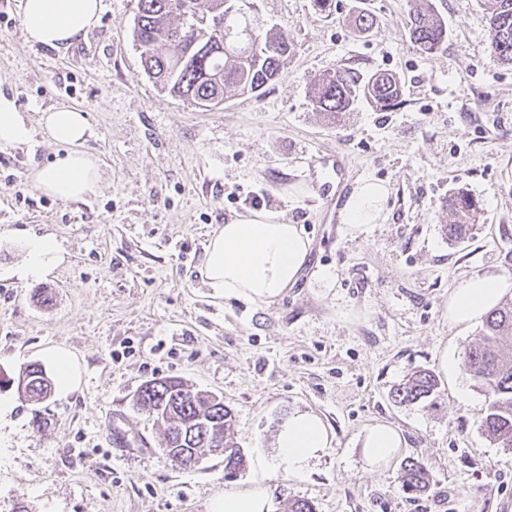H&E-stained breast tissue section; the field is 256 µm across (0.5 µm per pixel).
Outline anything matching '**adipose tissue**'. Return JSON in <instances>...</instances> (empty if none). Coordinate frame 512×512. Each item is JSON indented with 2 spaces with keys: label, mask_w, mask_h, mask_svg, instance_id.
Instances as JSON below:
<instances>
[{
  "label": "adipose tissue",
  "mask_w": 512,
  "mask_h": 512,
  "mask_svg": "<svg viewBox=\"0 0 512 512\" xmlns=\"http://www.w3.org/2000/svg\"><path fill=\"white\" fill-rule=\"evenodd\" d=\"M101 0H24L22 24L26 40L51 48L71 45L98 25ZM42 131L64 152L34 175L37 187L63 201L83 198L98 184V160L83 144L88 123L82 110L53 108L39 119ZM388 195L384 184L359 182L343 208L344 221L355 230L377 223ZM311 249L301 225L284 222L270 212H251L215 230L208 241L200 275L227 297H246L255 304L275 301L295 283ZM65 256L51 236L30 238L24 263L14 271L21 280L37 279ZM512 282L498 275L461 281L448 296L449 321L472 323L497 305ZM326 423L310 411L292 414L276 436L274 461L259 460L251 476L252 489L228 491L214 501L211 512H273L264 483L272 465L286 466L289 474H305L311 463L330 448ZM402 446L394 427L378 423L363 434L360 454L371 467L387 465Z\"/></svg>",
  "instance_id": "1"
}]
</instances>
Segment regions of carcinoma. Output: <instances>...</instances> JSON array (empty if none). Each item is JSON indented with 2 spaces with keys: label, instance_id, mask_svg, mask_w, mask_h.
<instances>
[{
  "label": "carcinoma",
  "instance_id": "1",
  "mask_svg": "<svg viewBox=\"0 0 512 512\" xmlns=\"http://www.w3.org/2000/svg\"><path fill=\"white\" fill-rule=\"evenodd\" d=\"M226 0H139L133 38L141 50L145 74L161 89L201 107L224 102L227 90L254 93L280 78L290 46L273 30L262 31L248 13H228ZM488 18V56L512 64V0H483ZM409 36L428 55L444 50L448 29L431 0H411ZM313 110L338 122L360 99L387 110L400 98V82L388 72L364 79L346 68L310 83ZM479 202L459 191L449 200L455 221L445 226L446 235L462 241L471 235ZM471 377L485 389L483 430L504 448H512V301L492 308L482 329L464 352ZM24 395L41 400L52 383L43 368L28 366L18 376ZM438 380L429 371L413 373L394 397L414 403L429 397ZM224 399L196 391L181 380L154 379L137 390L135 406L167 425L163 452L171 456L185 448H202L203 435H224V471L245 466L242 450L233 441L235 417L222 405ZM422 463L410 460L404 467L402 490L417 494L428 487Z\"/></svg>",
  "mask_w": 512,
  "mask_h": 512
}]
</instances>
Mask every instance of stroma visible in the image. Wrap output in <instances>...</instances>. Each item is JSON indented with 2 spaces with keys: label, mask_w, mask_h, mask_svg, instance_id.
Wrapping results in <instances>:
<instances>
[{
  "label": "stroma",
  "mask_w": 512,
  "mask_h": 512,
  "mask_svg": "<svg viewBox=\"0 0 512 512\" xmlns=\"http://www.w3.org/2000/svg\"><path fill=\"white\" fill-rule=\"evenodd\" d=\"M291 52L277 81L226 94L205 110L161 91L133 38L138 0H102L98 25L66 49L30 44L21 0H0V93L27 114L30 141L0 146V512H210L249 486L210 456L189 468L161 452L163 426L133 405L146 381L174 378L223 396L247 460L272 454L295 411L319 414L333 442L303 479L270 472L275 512H512V448L481 427L486 396L463 369L479 324L455 325L448 294L471 277L512 280V65L489 60L481 0H432L448 44L421 54L409 0H252ZM376 18L360 34L347 23ZM344 67L396 74L399 106L359 102L328 121L311 81ZM86 113L97 188L62 201L33 172L55 158L42 112ZM387 186L382 218L357 232L343 207L358 182ZM482 216L451 242L450 196ZM263 210L303 225L311 250L274 302L218 296L199 275L212 231ZM29 233L55 236L65 261L36 280L11 275ZM66 352L77 390L42 402L15 382L30 364L56 375ZM432 371L438 391L414 404L395 389ZM405 439L389 467L364 470L375 423ZM428 471L420 495L400 488L406 461Z\"/></svg>",
  "instance_id": "obj_1"
}]
</instances>
